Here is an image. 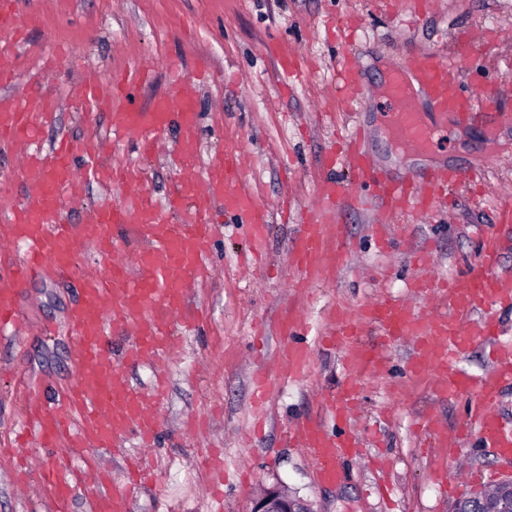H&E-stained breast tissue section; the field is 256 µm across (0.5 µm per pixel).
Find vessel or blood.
Listing matches in <instances>:
<instances>
[{
  "label": "vessel or blood",
  "instance_id": "b4317fda",
  "mask_svg": "<svg viewBox=\"0 0 512 512\" xmlns=\"http://www.w3.org/2000/svg\"><path fill=\"white\" fill-rule=\"evenodd\" d=\"M476 48L474 39L461 35L450 56L416 50L402 63L387 68L389 117L405 141L426 146L434 138L415 106L421 97L434 112L464 125L481 124L491 136L507 121V114L496 108L495 89L487 90L482 103L465 86L463 73L472 68ZM278 68L288 87L302 74L292 52L279 57ZM115 93L112 84L95 77L81 91L88 102L106 111L111 134L133 138L140 154L154 153L158 135L177 127L185 144L177 158L183 175L167 204H158L150 189L140 188L125 199L89 210L76 222L63 213L65 199L78 197L94 180L116 186L133 182L138 178L136 167L113 169L107 162L108 141L96 136H64L49 150L35 148L34 140L55 116L54 103L0 104V145L20 153L18 173L24 189L20 203L0 208V223L6 228L0 244L25 247L9 277L0 278V329L17 324L20 288L45 269H53L63 280L77 279L79 285L80 300L68 321L74 379L55 400L47 398L36 381L28 382L22 395L24 429L34 446L55 449L58 461L55 467L39 471L30 450L12 449L17 458L16 485L24 487L37 480L40 496L51 501L54 512H69L79 486L90 481L99 489L90 503L91 512H129V499L141 474V451L154 444L159 409L167 395V375L158 365L176 350L174 324L189 331L198 321L187 303L190 285L201 284L209 272V248L216 233L209 213L223 207L226 215L245 225L258 246L264 244L270 222L269 208L255 199L243 177L245 157L239 151H226L222 160L209 166L204 178L196 177L198 159L191 148L197 123L193 94L178 87L148 107L129 102L114 109L110 102ZM361 141V134H354L346 156L357 173L356 186L322 181L314 206L297 226L290 246L296 272L293 287H310L327 271L346 264L348 251L327 252L325 241L342 235L339 218L357 203L367 201L389 212L425 215L435 208L441 192L475 177L474 172L448 167L423 170L399 181L374 166ZM122 229L141 245L130 261L121 255L118 232ZM84 245L98 258L99 270L80 269L77 252ZM501 252L500 237L491 233L481 238L480 261L467 272L449 279L417 276L415 295L437 303L431 313L383 298L355 314L337 309L333 318L332 335L342 341L358 336L365 326L376 327L391 342L410 337L415 344L411 373H431L441 399H465L466 420L454 432H447L435 417L426 421L427 429L451 457L456 444L478 427L483 431L484 447L500 458L512 459V428L503 425L499 415L500 397L512 388V344L498 339L501 312L512 307V276L498 270ZM111 330L126 339L122 355H115L106 339ZM479 342L492 346L494 358L487 371L473 376L459 362ZM278 356L281 364L275 373L257 376L258 389L302 376L310 368L308 348L293 341L280 347ZM349 363L353 376L327 400L329 412L340 423L355 411L358 371L382 369L384 355L360 347ZM143 364L158 368L154 384L145 390L120 375L121 368ZM131 435L140 450L128 455L123 478L101 472L91 449L121 447ZM290 437L307 450L327 483L338 481L341 460L359 445L356 434L333 435L307 420L299 422Z\"/></svg>",
  "mask_w": 512,
  "mask_h": 512
}]
</instances>
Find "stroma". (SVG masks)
Here are the masks:
<instances>
[{
  "mask_svg": "<svg viewBox=\"0 0 512 512\" xmlns=\"http://www.w3.org/2000/svg\"><path fill=\"white\" fill-rule=\"evenodd\" d=\"M9 0L24 38L15 44L20 80L0 84V98L17 94L51 99L57 119L40 142L62 135L81 137L105 123L88 110L78 91L89 76L109 82L135 66L151 71L132 97L144 105L175 88L174 72L191 84L197 100L196 150L209 166L225 150L238 149L249 165L244 172L258 202L290 201L291 220L272 215L260 268L247 262L250 243L242 225L216 212L218 236L210 255L209 278L197 289L192 309L206 313L202 325L181 335L182 350L170 363V390L154 446L147 452L152 484L136 490L130 512H204L211 489L197 462L200 449L220 448L224 465L242 471L224 488V512H249L264 485L281 484L307 500L314 512H450L454 497L448 481L462 469L481 472L480 486L465 485L457 496L489 488L512 477V465L480 448L472 433L455 458L431 447L424 419L436 414L447 428L465 418L460 401L439 399L430 376H411L409 342L387 347L385 372L360 376L355 427L364 456L343 463L344 479L320 482L304 449L289 446L285 430L303 419L339 426L324 400L350 373V345L324 343L331 313L351 310L389 295H409L430 255L437 275L466 272L477 260V242L493 228L494 199L512 186V124L486 136L478 125L448 122L430 151L404 146L385 121L388 103L381 93L384 69L408 51L447 53L454 37L470 29L493 43L466 85L476 93L499 90L497 107L512 110V0ZM294 51L308 64L293 90L279 82L277 55ZM357 61L366 94L356 112L340 111L336 72L343 54ZM57 70L38 73L46 61ZM364 131L363 148L384 174L404 179L425 168L462 167L484 173L479 202L469 188L455 191L452 203L409 220L406 239L373 233L383 216L373 206H356L343 216L338 246L351 247L343 268L305 290L284 288L294 274L288 245L300 213L323 177L326 150L342 143L353 126ZM181 147L176 129L160 138L153 156L138 157L132 143L115 145L117 159L136 163L141 184L157 198L178 181L172 157ZM73 280L42 276L22 289L20 336L0 338V443L14 437L21 423V390L31 379L55 393L75 376L68 336V314L76 303ZM303 322L301 339L312 352L311 368L297 381L275 385L265 422L251 427L252 377L274 369V354L286 343L285 316ZM13 461L0 456V512H54L35 487L17 491Z\"/></svg>",
  "mask_w": 512,
  "mask_h": 512,
  "instance_id": "1",
  "label": "stroma"
}]
</instances>
